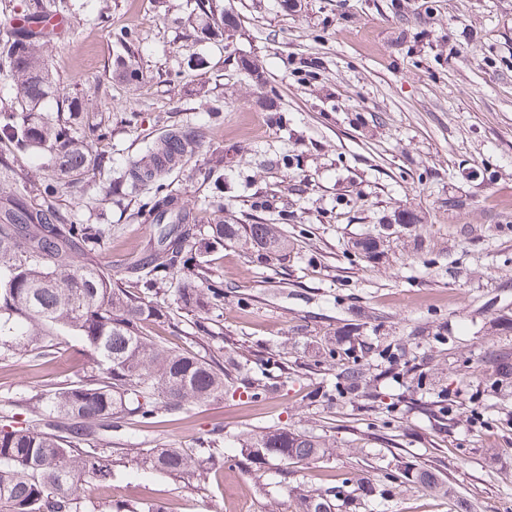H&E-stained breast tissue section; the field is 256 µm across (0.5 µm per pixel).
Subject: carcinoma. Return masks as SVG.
<instances>
[{
  "label": "carcinoma",
  "instance_id": "1",
  "mask_svg": "<svg viewBox=\"0 0 512 512\" xmlns=\"http://www.w3.org/2000/svg\"><path fill=\"white\" fill-rule=\"evenodd\" d=\"M218 17L227 31L237 21L224 17L217 3H198ZM16 81L22 115L0 113V141L16 150L37 148L55 159L60 175H81L89 166L84 147L73 137L71 118L52 117L38 105L52 93L55 79L38 51L16 31L0 69ZM190 134L171 133L154 145L149 159L134 164V185L159 184L171 167L155 164L159 156L184 157ZM15 155L0 153V352L49 354L50 337L64 330L81 339L89 369L76 381L35 394L29 417L0 426V512H96L85 494L94 482L112 478L105 441L112 432L153 423L159 410L175 411L224 396V364L196 353L171 351L144 332L148 321L170 316L142 290L159 269L179 265L189 277L177 292L183 308L199 316L224 297L209 267L188 265L196 225L168 195L155 200L152 223L161 225L156 263H132L115 278L98 265L77 264L74 254L97 249L112 228L70 224L57 208L55 187L33 195L21 188ZM245 234L262 248L282 249L270 224H249ZM340 379L353 391L365 380L364 369L347 367ZM220 440L206 448H133L131 461L168 475L192 477L201 463L224 454ZM246 456L259 463L269 457L282 465L311 463L329 454L321 440L286 429L254 434L244 440ZM323 496L305 497L302 512H331ZM107 512H161V507L113 499Z\"/></svg>",
  "mask_w": 512,
  "mask_h": 512
}]
</instances>
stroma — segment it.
I'll list each match as a JSON object with an SVG mask.
<instances>
[{"label": "stroma", "mask_w": 512, "mask_h": 512, "mask_svg": "<svg viewBox=\"0 0 512 512\" xmlns=\"http://www.w3.org/2000/svg\"><path fill=\"white\" fill-rule=\"evenodd\" d=\"M221 3L235 32L196 0H0V50L26 14L69 21L44 54L59 87L46 110L74 114L100 162L63 180L45 153L18 163L56 184L72 223L111 225L94 263L120 274L151 260L155 189L128 170L167 133L194 132L164 190L224 284L207 311L223 337L190 315L146 330L176 351L248 360L222 399L113 436L96 501L299 512L300 497L332 492L334 512H512V377L488 362L512 353V0ZM401 212L414 223H395ZM217 224H271L288 247L270 255L242 234L217 246ZM87 364L64 331L47 357L0 356V416L25 419L32 395ZM354 365L374 378L370 396L337 388ZM278 428L331 453L247 464L240 440ZM218 435L223 465L190 479L125 454ZM404 465L439 488L393 480Z\"/></svg>", "instance_id": "stroma-1"}]
</instances>
